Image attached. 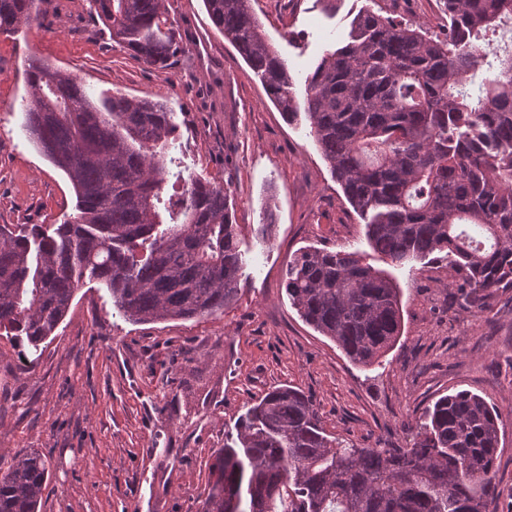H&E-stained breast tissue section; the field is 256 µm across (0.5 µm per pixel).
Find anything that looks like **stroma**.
Wrapping results in <instances>:
<instances>
[{
    "label": "stroma",
    "mask_w": 512,
    "mask_h": 512,
    "mask_svg": "<svg viewBox=\"0 0 512 512\" xmlns=\"http://www.w3.org/2000/svg\"><path fill=\"white\" fill-rule=\"evenodd\" d=\"M186 51L154 69L112 43L87 0H44L39 26L0 32V224H57L74 211L66 176L21 129L25 63L71 72L92 98L119 92L166 103L169 154L184 177L229 188L242 230L236 302L224 314L134 324L100 286L80 288L57 336L30 350L0 335V468L36 451L50 469L41 512H200L224 433L253 399L291 384L326 431L370 448L405 445L439 397L467 390L502 414L494 481L512 487V290L488 299L493 324L455 301L447 262L395 267L403 333L383 366L364 370L290 306L282 286L303 246H344L374 267L362 219L331 176L305 117L286 122L262 80L212 25L203 0H164ZM286 60L297 97L356 15L447 26L439 0H252ZM276 223L257 236L264 206Z\"/></svg>",
    "instance_id": "stroma-1"
}]
</instances>
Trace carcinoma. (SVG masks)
<instances>
[{
	"label": "carcinoma",
	"instance_id": "cac0c4a2",
	"mask_svg": "<svg viewBox=\"0 0 512 512\" xmlns=\"http://www.w3.org/2000/svg\"><path fill=\"white\" fill-rule=\"evenodd\" d=\"M44 0H0V31L40 25ZM213 25L292 119L286 61L252 0H203ZM432 32L365 10L348 42L306 79L304 112L331 174L365 221L372 250L397 266L432 255L481 310L512 289V0H443ZM113 42L148 67L177 46L160 0H89ZM22 127L69 179L76 214L60 224L0 225V330L40 349L74 294L105 286L134 323L224 313L242 272L228 188L181 186L166 161L167 106L114 94L92 102L71 74L32 58ZM291 306L363 369L402 336L401 288L358 251L307 246L283 275ZM501 415L468 391L438 398L399 448L329 435L312 399L284 385L246 407L210 467L202 512H487L497 487ZM48 461L0 474V512H39Z\"/></svg>",
	"mask_w": 512,
	"mask_h": 512
}]
</instances>
